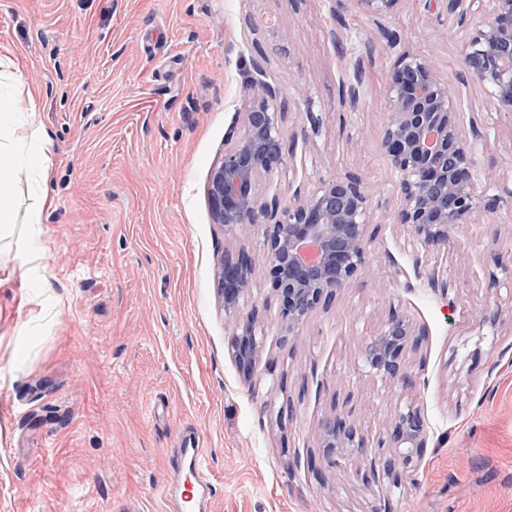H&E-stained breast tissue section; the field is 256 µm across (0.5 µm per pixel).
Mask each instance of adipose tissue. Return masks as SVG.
Instances as JSON below:
<instances>
[{
  "instance_id": "ef3b65f1",
  "label": "adipose tissue",
  "mask_w": 512,
  "mask_h": 512,
  "mask_svg": "<svg viewBox=\"0 0 512 512\" xmlns=\"http://www.w3.org/2000/svg\"><path fill=\"white\" fill-rule=\"evenodd\" d=\"M27 97L29 107L16 115L13 101ZM36 91L24 88L19 68L12 57L0 56V161H9L14 171L36 178L39 190L22 201V189L15 179L0 177V248L12 254V263L0 265V284L18 276L28 281L46 279L33 245L40 236L46 214L55 206L48 189L53 168L42 121L34 107Z\"/></svg>"
}]
</instances>
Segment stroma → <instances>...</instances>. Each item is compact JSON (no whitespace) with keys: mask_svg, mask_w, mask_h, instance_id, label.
<instances>
[{"mask_svg":"<svg viewBox=\"0 0 512 512\" xmlns=\"http://www.w3.org/2000/svg\"><path fill=\"white\" fill-rule=\"evenodd\" d=\"M449 21L416 0L389 18L336 14L330 0H0V54L40 91L57 199L40 244L48 282L0 288V512H169L170 458L190 427L212 512H512V207L437 254L385 216L397 202L380 148L396 60L385 29L463 93L488 133L485 169L512 183V120L464 81L476 20ZM368 38L362 109L339 111ZM258 71L286 126L308 128V96L320 120L261 194L348 173L380 192L365 265L289 337L266 274L233 317L216 279L223 258L263 261L259 235L216 224L207 194ZM392 311L424 332L401 356L406 387L361 360ZM254 313L261 351L247 374L229 332ZM345 395L375 438L418 409L427 446L410 472L365 480L359 462L326 464L315 423Z\"/></svg>","mask_w":512,"mask_h":512,"instance_id":"35a3bbf8","label":"stroma"}]
</instances>
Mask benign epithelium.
<instances>
[{
  "label": "benign epithelium",
  "mask_w": 512,
  "mask_h": 512,
  "mask_svg": "<svg viewBox=\"0 0 512 512\" xmlns=\"http://www.w3.org/2000/svg\"><path fill=\"white\" fill-rule=\"evenodd\" d=\"M351 1L370 16L387 17L404 0H331L340 13ZM448 14L462 24L469 16L479 22L465 44L462 66L471 82L486 95L494 111L512 118V0H445ZM388 46L399 50L387 81V118L382 146L398 175V203L390 213L394 224L410 227L428 252H439L457 239L460 227L507 199L512 187L487 194L480 182L486 137L476 123L463 129L459 93L424 56L400 49L401 37L384 32ZM365 40L354 54L340 96L345 112L359 110L365 86L363 57L371 54ZM254 103L239 114L240 130L211 170L208 199L216 223L234 231L261 230L264 269L279 302L277 324L291 336L317 309L326 308L349 287L368 255V215L375 193L359 177L346 174L321 180L311 189L288 185L268 199L258 193L260 182L287 165L286 141L297 133L284 126V113L274 107L279 91L257 78ZM288 203H282L283 196ZM257 277L249 253L220 261L218 288L224 311L233 313L250 294ZM258 314L234 324L231 351L236 363L250 369L256 362ZM424 332L403 315L389 314L379 331L363 344V363L372 374L405 382L400 356L414 348ZM316 434L331 466L355 458L370 469L385 465L368 453L385 441L370 440L338 410L317 421ZM427 432L420 413L409 406L395 417L390 447L399 449L403 468L411 467Z\"/></svg>",
  "instance_id": "7a95c632"
}]
</instances>
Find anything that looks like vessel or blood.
Here are the masks:
<instances>
[{"label": "vessel or blood", "instance_id": "1", "mask_svg": "<svg viewBox=\"0 0 512 512\" xmlns=\"http://www.w3.org/2000/svg\"><path fill=\"white\" fill-rule=\"evenodd\" d=\"M205 450L199 434L187 431L179 443V455L174 463L173 482L166 492L176 512L184 504L194 503L196 512H209L212 489L204 472Z\"/></svg>", "mask_w": 512, "mask_h": 512}]
</instances>
